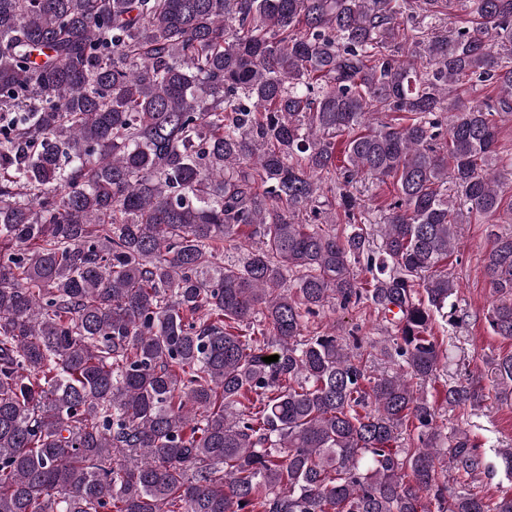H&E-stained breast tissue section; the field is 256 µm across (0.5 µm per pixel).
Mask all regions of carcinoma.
I'll list each match as a JSON object with an SVG mask.
<instances>
[{
	"label": "carcinoma",
	"mask_w": 512,
	"mask_h": 512,
	"mask_svg": "<svg viewBox=\"0 0 512 512\" xmlns=\"http://www.w3.org/2000/svg\"><path fill=\"white\" fill-rule=\"evenodd\" d=\"M509 116L512 0H0V512H512L449 486L480 444L419 388L457 312L448 187L512 210ZM370 180L395 190L378 245ZM490 237L512 339V231ZM333 302L372 307L381 367L305 333ZM491 365L511 401L512 354Z\"/></svg>",
	"instance_id": "cac0c4a2"
}]
</instances>
